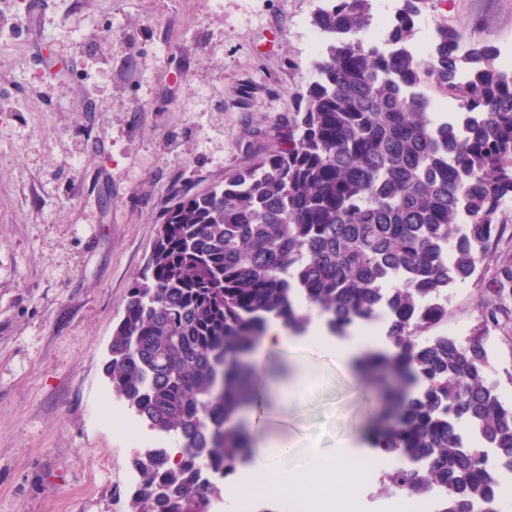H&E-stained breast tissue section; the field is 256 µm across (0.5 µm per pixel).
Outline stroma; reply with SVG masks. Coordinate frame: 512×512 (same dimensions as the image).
<instances>
[{
  "label": "stroma",
  "mask_w": 512,
  "mask_h": 512,
  "mask_svg": "<svg viewBox=\"0 0 512 512\" xmlns=\"http://www.w3.org/2000/svg\"><path fill=\"white\" fill-rule=\"evenodd\" d=\"M0 0V512H126V436L100 405L112 333L173 183L200 188L252 161L311 77L316 0ZM463 42L512 49V0H438ZM506 231L448 293L476 333L512 268ZM512 402V304L484 338ZM300 397L276 395L267 435L299 452L374 453L359 369L331 361Z\"/></svg>",
  "instance_id": "1"
}]
</instances>
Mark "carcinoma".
Here are the masks:
<instances>
[{"instance_id":"carcinoma-1","label":"carcinoma","mask_w":512,"mask_h":512,"mask_svg":"<svg viewBox=\"0 0 512 512\" xmlns=\"http://www.w3.org/2000/svg\"><path fill=\"white\" fill-rule=\"evenodd\" d=\"M373 2L315 10L313 77L250 168L201 191L173 186L103 366L130 414L177 454H136L128 512H215L224 478L250 456L232 424L259 390L245 357L273 321L302 333L303 303L335 333L384 318L390 351L367 365L384 398L374 447L399 467L381 492L436 490V512H495L497 472L512 471V403L483 333L512 294V270L481 333L421 337L505 230L512 73L494 46L463 45L446 26L422 69L415 27L434 0H401L382 47L366 36ZM426 87L456 99V116L434 118Z\"/></svg>"}]
</instances>
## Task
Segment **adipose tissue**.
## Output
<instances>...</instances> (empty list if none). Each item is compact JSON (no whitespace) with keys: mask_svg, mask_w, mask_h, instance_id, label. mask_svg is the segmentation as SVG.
<instances>
[{"mask_svg":"<svg viewBox=\"0 0 512 512\" xmlns=\"http://www.w3.org/2000/svg\"><path fill=\"white\" fill-rule=\"evenodd\" d=\"M290 348L295 364L293 395H301L314 381L312 369L324 359H331L342 370L350 369L355 347L331 349L320 343L288 346L280 327H270L262 339V350L270 355ZM350 449L332 453L308 451L298 456L296 444L280 438L262 446L252 459V479L263 488L267 498L298 502L311 499L315 512H348L357 505L364 491L363 475L349 465Z\"/></svg>","mask_w":512,"mask_h":512,"instance_id":"adipose-tissue-1","label":"adipose tissue"}]
</instances>
